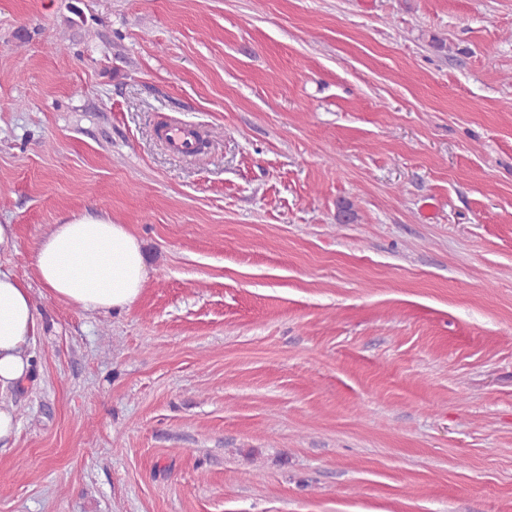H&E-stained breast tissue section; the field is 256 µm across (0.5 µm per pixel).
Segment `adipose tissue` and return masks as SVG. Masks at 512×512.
Wrapping results in <instances>:
<instances>
[{"label": "adipose tissue", "mask_w": 512, "mask_h": 512, "mask_svg": "<svg viewBox=\"0 0 512 512\" xmlns=\"http://www.w3.org/2000/svg\"><path fill=\"white\" fill-rule=\"evenodd\" d=\"M34 269L55 298L87 310H120L141 294L146 281L142 247L124 225L105 217L75 215L55 225L40 241ZM38 324L27 291L0 271V394L34 372L28 348Z\"/></svg>", "instance_id": "1"}]
</instances>
